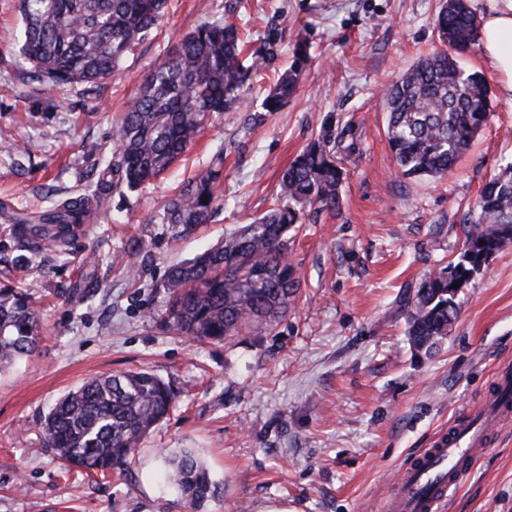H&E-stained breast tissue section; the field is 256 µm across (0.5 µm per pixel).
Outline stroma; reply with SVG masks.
Segmentation results:
<instances>
[{
  "label": "stroma",
  "instance_id": "1",
  "mask_svg": "<svg viewBox=\"0 0 512 512\" xmlns=\"http://www.w3.org/2000/svg\"><path fill=\"white\" fill-rule=\"evenodd\" d=\"M442 0H240L250 45L274 35L279 58L244 86L245 108L217 115L156 181L113 194L69 254L45 256L29 293L42 336L0 372V512H184L164 479L162 452L192 448L223 483L200 512H381L399 471L512 372V249L497 254L456 298L458 316L431 353H417L395 311L401 294L458 261L463 219L485 182L512 162V100L474 49L492 114L455 169L404 177L388 146L381 90L439 49ZM224 0H170L157 29L120 69L86 94L32 81L18 58L16 0H0V210L37 211L99 171L128 102L154 64ZM309 47L296 94L261 108L297 42ZM347 131L341 210L301 225L289 255L301 290L287 316L259 334L220 343L166 330L156 314L167 269L214 245L270 207L283 170L308 143ZM34 141L20 157L14 142ZM224 153L225 207L193 234L159 223L161 204L216 151ZM98 280L77 290L82 258ZM148 369L176 394L123 468L66 470L47 448L44 417L88 378ZM441 512H512V422L495 434Z\"/></svg>",
  "mask_w": 512,
  "mask_h": 512
}]
</instances>
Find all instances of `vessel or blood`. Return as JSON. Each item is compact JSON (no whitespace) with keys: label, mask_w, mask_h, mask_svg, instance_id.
I'll use <instances>...</instances> for the list:
<instances>
[{"label":"vessel or blood","mask_w":512,"mask_h":512,"mask_svg":"<svg viewBox=\"0 0 512 512\" xmlns=\"http://www.w3.org/2000/svg\"><path fill=\"white\" fill-rule=\"evenodd\" d=\"M511 420L512 374L504 372L479 406L455 421L401 472L385 501V512H437L494 432Z\"/></svg>","instance_id":"obj_1"}]
</instances>
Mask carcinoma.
<instances>
[{
  "label": "carcinoma",
  "mask_w": 512,
  "mask_h": 512,
  "mask_svg": "<svg viewBox=\"0 0 512 512\" xmlns=\"http://www.w3.org/2000/svg\"><path fill=\"white\" fill-rule=\"evenodd\" d=\"M25 22L19 56L30 78L50 86L99 87L132 46L157 28L167 0H18ZM443 48L418 60L388 86L386 136L403 176L441 178L490 119L484 75L464 69L458 57L477 45L480 20L469 0H443L435 20ZM237 6L208 16L147 73L127 104L113 143L103 150L102 176L45 211L15 214L9 235L15 284L0 287V371L33 352L42 327L24 282L44 273L43 255L65 248L84 232L90 206L109 207L112 191L138 188L169 169L203 132L213 114L242 105L240 90L276 60L267 36L249 56ZM307 45L279 75L262 101L276 112L297 91ZM345 132L302 149L283 171L273 207L230 231L212 248L170 267L165 325L191 340L222 342L259 333L288 314L300 279L289 261V231L323 212L341 208L338 145ZM224 157L184 183L160 207L161 223L175 237L209 223L222 201ZM460 260L424 277L398 308L407 312L412 347L430 352L448 336L457 316L455 297L496 254L512 247V162L483 186L464 225ZM457 287H452V284ZM175 404L167 384L148 370L98 376L61 397L45 417L48 447L69 468L88 473L124 464L150 429ZM170 482L189 507L224 494L191 448L166 454Z\"/></svg>",
  "instance_id": "cac0c4a2"
}]
</instances>
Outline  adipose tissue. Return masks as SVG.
<instances>
[{"label":"adipose tissue","mask_w":512,"mask_h":512,"mask_svg":"<svg viewBox=\"0 0 512 512\" xmlns=\"http://www.w3.org/2000/svg\"><path fill=\"white\" fill-rule=\"evenodd\" d=\"M480 37L484 56L501 77V95L512 99V0H490Z\"/></svg>","instance_id":"adipose-tissue-1"}]
</instances>
